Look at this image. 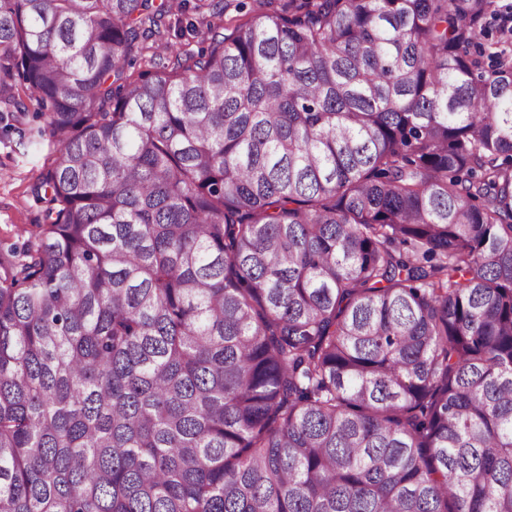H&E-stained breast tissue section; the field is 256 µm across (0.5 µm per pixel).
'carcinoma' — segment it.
Here are the masks:
<instances>
[{
  "label": "carcinoma",
  "instance_id": "obj_1",
  "mask_svg": "<svg viewBox=\"0 0 512 512\" xmlns=\"http://www.w3.org/2000/svg\"><path fill=\"white\" fill-rule=\"evenodd\" d=\"M503 8L0 0V512H512ZM167 3L171 6V13L166 17V24L170 25L169 32V41L170 44H166L165 42H161L158 37H149L146 40V45L149 47L148 51L142 58H138L136 65L130 69L134 75H137L138 72L145 70L148 67V61L150 56L153 53H157L160 55H167L169 51H166V45H175V48L181 50L190 49L193 52H197L203 47L207 46V43L201 42L199 38H177L175 37L181 28L184 29L188 21L191 19V14L189 11L181 10L180 5L185 3L183 0H166ZM171 39V40H170ZM189 43V44H188ZM188 44V45H187ZM246 3L243 10H239L240 3ZM261 6L254 2V0H224V5L227 6L224 10V27L228 26L229 20H234L233 23L244 22L254 16L253 10L265 11L268 13H279L283 10L284 5L288 0H262ZM0 123V249L18 247L37 231L42 204L30 185L42 170L54 144L45 138L38 143L16 145L14 131Z\"/></svg>",
  "mask_w": 512,
  "mask_h": 512
}]
</instances>
